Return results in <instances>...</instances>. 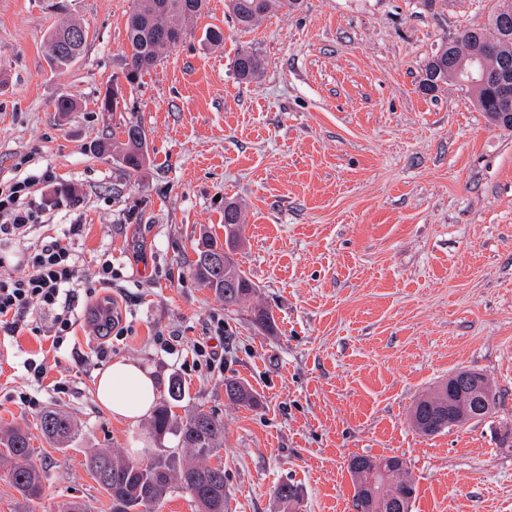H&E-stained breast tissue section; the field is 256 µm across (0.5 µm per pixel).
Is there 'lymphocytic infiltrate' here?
Instances as JSON below:
<instances>
[{"mask_svg": "<svg viewBox=\"0 0 512 512\" xmlns=\"http://www.w3.org/2000/svg\"><path fill=\"white\" fill-rule=\"evenodd\" d=\"M53 171L27 177L0 191V328L12 333L53 316L54 345H62L75 324L79 305L80 260L70 242L80 236L83 226L66 225L57 236L43 237L39 245L22 249L21 259L28 272L12 276L8 270L9 247H20L29 230L38 224L46 209L34 192L36 182L54 181Z\"/></svg>", "mask_w": 512, "mask_h": 512, "instance_id": "f902f5d3", "label": "lymphocytic infiltrate"}]
</instances>
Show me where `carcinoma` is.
Masks as SVG:
<instances>
[{"label": "carcinoma", "instance_id": "carcinoma-1", "mask_svg": "<svg viewBox=\"0 0 512 512\" xmlns=\"http://www.w3.org/2000/svg\"><path fill=\"white\" fill-rule=\"evenodd\" d=\"M302 0H228L226 7L237 24L251 29L271 12L281 9L294 11ZM204 0H135V7L127 22V71L125 78L134 83L143 72L156 66L164 54L181 44L188 34L186 21L200 14ZM88 41L87 27L72 22L53 30L47 37V61L55 69L63 70L83 54ZM474 60L484 69L495 71L512 69V7L508 0H496L482 27L464 30L458 37L444 41L425 64L421 88L429 93L440 84L460 82L448 70V58ZM239 80L249 82L264 70L263 58L254 51H240L233 63ZM123 91L109 87L101 100V109L113 112L120 105ZM126 142L111 149L103 141L96 145L100 152L110 151L121 166L134 173L148 158L146 135L133 122L124 125ZM243 223L241 209L234 201H224V240L203 234L195 249L197 259L192 272L197 281L211 289L224 302V307L242 306L258 293L246 271L233 255L239 247V226ZM479 387L489 396L475 398L474 414L464 418H448V382L442 381L431 391L421 395L410 412L411 425L425 435H434L452 425L471 420H482L497 406L498 391L483 373H476ZM227 398L236 404L252 405L255 397L241 382H224ZM182 381H169L167 395L153 413L151 428L157 437L171 434L177 447L159 450L148 462L116 456L110 451H98L87 458V467L93 478L112 501V512H152L173 489L188 493L197 503L199 512H224L228 491L224 481V467L211 466L206 460L224 444V423L202 408L195 409L185 420L176 418L173 408L185 398ZM40 431L52 443L66 448L73 440L75 430L71 419L55 411L40 418ZM32 440L28 429L14 426L0 433V457L11 462L10 479L27 501L41 499L45 492V471L31 460ZM396 464L383 474L378 465L367 456H356L349 464L355 489V506L370 507L371 499H378L382 512H405L406 500L416 487L406 461L396 456Z\"/></svg>", "mask_w": 512, "mask_h": 512}]
</instances>
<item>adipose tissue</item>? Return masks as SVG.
Listing matches in <instances>:
<instances>
[{
  "label": "adipose tissue",
  "instance_id": "obj_1",
  "mask_svg": "<svg viewBox=\"0 0 512 512\" xmlns=\"http://www.w3.org/2000/svg\"><path fill=\"white\" fill-rule=\"evenodd\" d=\"M95 398L102 409L135 425L152 411L157 390L149 369L117 360L100 373Z\"/></svg>",
  "mask_w": 512,
  "mask_h": 512
}]
</instances>
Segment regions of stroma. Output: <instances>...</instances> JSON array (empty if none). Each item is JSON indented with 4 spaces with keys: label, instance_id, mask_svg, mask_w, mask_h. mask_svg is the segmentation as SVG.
I'll return each instance as SVG.
<instances>
[{
    "label": "stroma",
    "instance_id": "stroma-1",
    "mask_svg": "<svg viewBox=\"0 0 512 512\" xmlns=\"http://www.w3.org/2000/svg\"><path fill=\"white\" fill-rule=\"evenodd\" d=\"M133 6L0 0V187L52 170L37 193L68 191L80 205L47 212L30 242L81 220L82 283L104 254L121 273L80 301L61 348L46 326L0 330V429L36 427L49 410L77 427L65 449L32 440L47 476L41 500L25 501L0 464V512H64L73 501L112 512L87 457L174 446L149 419L132 426L97 405L96 377L118 358L151 368L161 393L180 378L179 416L200 407L223 421L210 462L224 468L227 512H356V455L406 460L411 512H512V130L492 126L467 86L419 90L428 58L484 23L491 0H303L251 31L224 0H206L186 40L124 86L127 109L103 112L107 86L124 77ZM70 20L88 43L56 71L46 38ZM215 25L219 47L204 38ZM243 48L265 60L248 83L232 68ZM63 97L75 111H56ZM128 122L149 147L135 174L95 150ZM228 199L244 218L236 259L274 318L270 331L252 307L225 309L191 270ZM92 302L129 329L103 358L92 354ZM200 343L216 346L221 365L198 361ZM31 360L47 368L33 409L19 399L34 383ZM463 369L491 379L496 409L417 433L412 404ZM228 378L256 405L230 403ZM283 483L297 486L295 501L276 498Z\"/></svg>",
    "mask_w": 512,
    "mask_h": 512
}]
</instances>
